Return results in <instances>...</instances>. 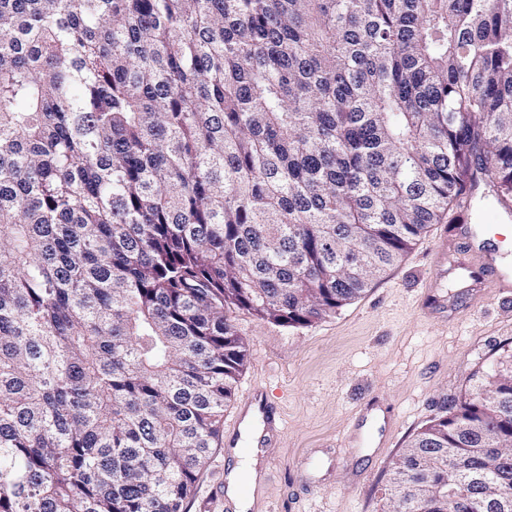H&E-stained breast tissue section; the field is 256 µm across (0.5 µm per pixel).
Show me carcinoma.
<instances>
[{
	"label": "carcinoma",
	"instance_id": "obj_1",
	"mask_svg": "<svg viewBox=\"0 0 512 512\" xmlns=\"http://www.w3.org/2000/svg\"><path fill=\"white\" fill-rule=\"evenodd\" d=\"M512 205V0H0V512H182L247 357L471 184ZM512 512V353L387 510Z\"/></svg>",
	"mask_w": 512,
	"mask_h": 512
}]
</instances>
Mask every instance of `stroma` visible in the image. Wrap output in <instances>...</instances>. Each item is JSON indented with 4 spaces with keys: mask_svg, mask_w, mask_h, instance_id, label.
Wrapping results in <instances>:
<instances>
[{
    "mask_svg": "<svg viewBox=\"0 0 512 512\" xmlns=\"http://www.w3.org/2000/svg\"><path fill=\"white\" fill-rule=\"evenodd\" d=\"M446 237L432 225L365 295L313 326L234 313L248 344L235 397L260 384L283 416L257 484L263 512H381L408 441L512 348V297L437 270ZM224 454L213 451L183 512H224Z\"/></svg>",
    "mask_w": 512,
    "mask_h": 512,
    "instance_id": "1",
    "label": "stroma"
}]
</instances>
